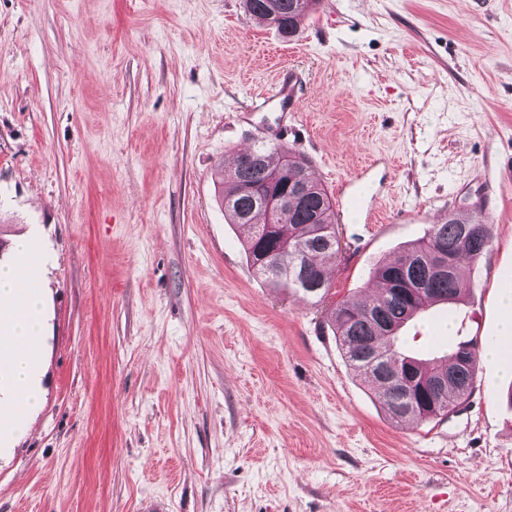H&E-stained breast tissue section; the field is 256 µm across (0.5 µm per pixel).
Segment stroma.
Masks as SVG:
<instances>
[{
	"label": "stroma",
	"mask_w": 512,
	"mask_h": 512,
	"mask_svg": "<svg viewBox=\"0 0 512 512\" xmlns=\"http://www.w3.org/2000/svg\"><path fill=\"white\" fill-rule=\"evenodd\" d=\"M305 81L284 146L330 196L373 163L380 219L336 208L321 302L254 274L212 171L237 114ZM512 0H317L284 40L243 0H0V240L48 296L41 407L0 460V512H512V352L465 409L392 422L328 325L435 213L483 211L459 304L407 322L438 357L502 343L512 293Z\"/></svg>",
	"instance_id": "35a3bbf8"
}]
</instances>
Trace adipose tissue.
I'll return each mask as SVG.
<instances>
[{
    "mask_svg": "<svg viewBox=\"0 0 512 512\" xmlns=\"http://www.w3.org/2000/svg\"><path fill=\"white\" fill-rule=\"evenodd\" d=\"M24 278L32 288L21 289ZM39 280L38 265H0V456L10 452L24 431L25 415L42 399L39 345L46 330V295Z\"/></svg>",
    "mask_w": 512,
    "mask_h": 512,
    "instance_id": "adipose-tissue-1",
    "label": "adipose tissue"
}]
</instances>
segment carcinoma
I'll use <instances>...</instances> for the list:
<instances>
[{
  "instance_id": "obj_1",
  "label": "carcinoma",
  "mask_w": 512,
  "mask_h": 512,
  "mask_svg": "<svg viewBox=\"0 0 512 512\" xmlns=\"http://www.w3.org/2000/svg\"><path fill=\"white\" fill-rule=\"evenodd\" d=\"M280 21L275 29L285 39L298 33L300 21L313 0H276ZM246 12L268 21V0H243ZM288 166L286 179L306 189L305 204L266 212L260 196L248 186H267L270 173ZM221 202L230 223L243 228V248L269 287L322 299L331 288L319 258L338 254L336 214L330 196L309 162L280 145L262 144L242 152L229 170L215 168ZM492 239V225L479 215L461 217L451 212L443 224H433L425 235L396 258L378 265L373 277L381 284L372 302L347 298L330 313V326L353 372L371 383L391 421L419 423L445 418L469 402L479 360L475 340L459 341L439 358L422 359L397 346L398 332L414 317L437 304L453 305L463 297L460 260L480 259ZM441 260L450 261L443 274L432 273ZM409 365L415 381L402 385L395 373Z\"/></svg>"
}]
</instances>
